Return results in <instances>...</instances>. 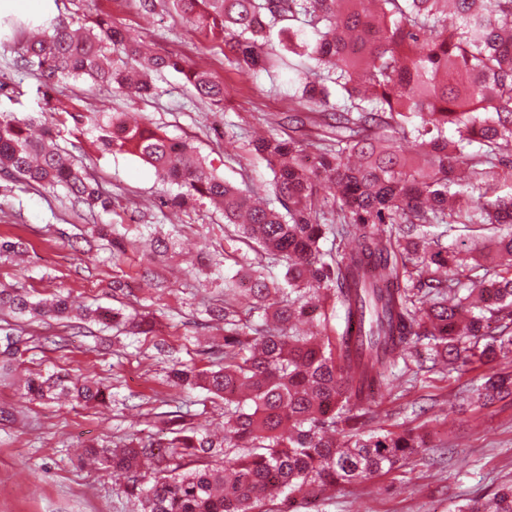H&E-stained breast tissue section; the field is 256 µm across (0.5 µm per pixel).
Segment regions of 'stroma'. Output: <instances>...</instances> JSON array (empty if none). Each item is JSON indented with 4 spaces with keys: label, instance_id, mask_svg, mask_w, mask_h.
Segmentation results:
<instances>
[{
    "label": "stroma",
    "instance_id": "35a3bbf8",
    "mask_svg": "<svg viewBox=\"0 0 512 512\" xmlns=\"http://www.w3.org/2000/svg\"><path fill=\"white\" fill-rule=\"evenodd\" d=\"M83 4L88 14L110 12L123 31L156 53L207 70L224 85V107L197 98L173 71L157 78L151 98L133 99L117 88L78 80L52 91L54 101L85 112L103 106L189 140L216 174L238 186L271 182L272 172L243 150L239 137L262 129L290 134L286 118L298 103L287 72L273 68L257 74L229 64L222 41L175 11L147 12L139 0ZM73 10L70 0H0V15L23 19L66 20ZM15 59L9 46L0 47V80L14 89L12 98H0V111L38 117V81ZM58 143L111 193L112 209L101 213V223L131 237L140 225L154 224L175 237L176 247L157 264V279L146 278L147 252L112 259L106 242L92 238L64 191L34 190L0 173V238L26 244L21 260L0 257V284H19L40 297L60 293L88 308L119 309L154 323L152 333L136 339L91 321L75 329L0 319V337L13 327L26 338L17 370L0 381V408L15 414L13 422L0 424V512H138L124 491L126 478L84 465L82 446L156 436L167 426L166 412L185 399L188 425L207 430L223 425V401L201 389L184 395L168 384L167 372L178 361L206 368V350L222 336L204 323L206 305L222 288L204 266L202 252L227 249L224 215L200 199L173 206L177 186L160 181L136 157L102 153L93 135L64 132ZM49 335L69 337L70 343L61 351L43 345L42 337ZM39 371L92 375L111 386L113 397L96 407L22 399L21 376ZM478 376L468 366L425 372L413 382L395 374L389 396L375 409L373 427L419 429L431 443L450 448V455L435 463L420 452L390 472L336 486L313 504L293 495V512H456L461 503L512 486V401L470 406L464 388Z\"/></svg>",
    "mask_w": 512,
    "mask_h": 512
}]
</instances>
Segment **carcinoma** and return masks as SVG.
<instances>
[{"label": "carcinoma", "instance_id": "1", "mask_svg": "<svg viewBox=\"0 0 512 512\" xmlns=\"http://www.w3.org/2000/svg\"><path fill=\"white\" fill-rule=\"evenodd\" d=\"M168 6L224 41L230 62L263 68L288 56L295 97L313 111L334 103L336 138L320 148L318 166L300 160L306 145L290 136L256 139L248 149L273 173L274 198L256 200L218 176L185 140L120 113L91 123L103 149L127 152L181 192L224 210L247 278L224 276V301L207 310L224 323V347L208 352L211 368L182 365L171 381L224 401V436L184 424L168 412L171 438L131 440L115 448L86 445L103 467L126 474L140 512H265L264 502L327 490L389 472L428 447L416 429H373V407L398 364L397 354L423 342V371L455 370L477 359L488 366L468 389L478 407L512 396V0H167ZM0 24L38 36L20 42L21 66L40 82L42 133L31 120L0 113V171L43 188H63L92 218L112 210V195L57 143L59 126L83 124L81 112L59 110L49 89L89 80L142 96L153 76L173 70L195 96L219 108L224 88L205 71L172 56H139L138 44L98 11L69 23L14 20ZM278 29V42L267 33ZM413 135L414 162L396 141ZM335 209L327 213L329 198ZM457 224H488L493 238L467 248L448 236ZM480 270L463 281L458 268ZM279 266L282 274L270 269ZM263 312L249 326L235 302ZM67 320L68 297L33 300L19 287L0 288V311ZM91 321L147 322L118 309L85 313ZM0 372L23 337L4 336ZM25 395L105 402L93 378L33 373ZM458 512H512V487Z\"/></svg>", "mask_w": 512, "mask_h": 512}]
</instances>
